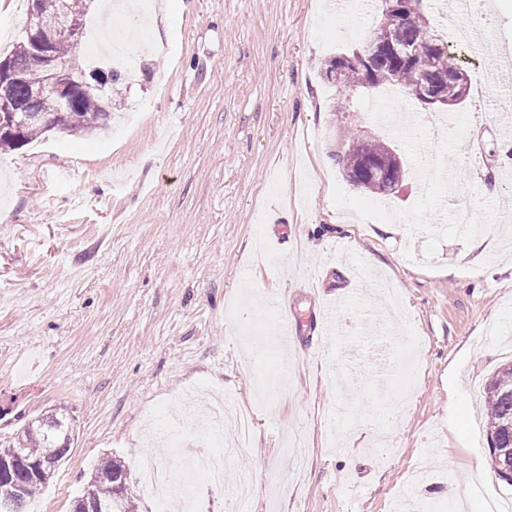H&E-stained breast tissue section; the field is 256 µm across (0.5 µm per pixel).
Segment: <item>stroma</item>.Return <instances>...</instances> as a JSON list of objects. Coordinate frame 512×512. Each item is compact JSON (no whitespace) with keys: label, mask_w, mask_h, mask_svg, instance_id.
I'll return each instance as SVG.
<instances>
[{"label":"stroma","mask_w":512,"mask_h":512,"mask_svg":"<svg viewBox=\"0 0 512 512\" xmlns=\"http://www.w3.org/2000/svg\"><path fill=\"white\" fill-rule=\"evenodd\" d=\"M147 37L112 93L107 131H54L0 154V444L54 406L77 436L38 497L70 512L107 454L138 512L163 505L140 469L193 488L194 512H489L512 502L492 476L480 405L512 361V159L469 93L462 124L397 90L345 93L325 58L363 42L378 0H153ZM477 20L496 50L472 55L439 0H421L469 78L512 57V0ZM28 0H0V55L24 34ZM107 5L88 9L76 56L99 64ZM379 138L407 170L390 216L345 218L377 195L336 163L348 134ZM445 166L482 232L454 231L447 186L422 195L419 167ZM470 265H459L460 253ZM343 298L335 334L314 314ZM278 329L277 348L250 353ZM254 417L250 453L189 426L203 395ZM224 457V480L194 473Z\"/></svg>","instance_id":"1"}]
</instances>
